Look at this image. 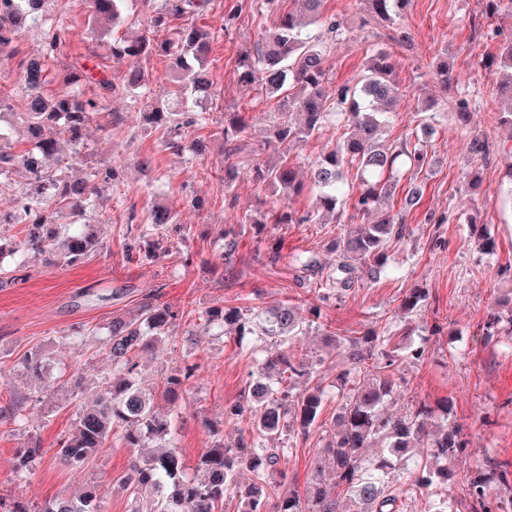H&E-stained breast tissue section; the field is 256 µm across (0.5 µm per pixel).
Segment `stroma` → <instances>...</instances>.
<instances>
[{"label":"stroma","mask_w":512,"mask_h":512,"mask_svg":"<svg viewBox=\"0 0 512 512\" xmlns=\"http://www.w3.org/2000/svg\"><path fill=\"white\" fill-rule=\"evenodd\" d=\"M324 11L340 18L347 34L332 46L328 61L330 80L341 83L363 73L371 50L383 49L397 60L395 86L398 104L384 137L398 142L423 136L429 162L416 178L423 189L419 205L407 215L410 233L391 241L388 261L380 280L359 282L340 303L319 304L318 290L300 283L295 254L311 251L321 263L334 259L327 246L340 233L341 223L269 224L262 229L246 226L232 260L224 258L225 229L245 212L265 208L271 188L242 167L235 187V205L224 202V140L211 129L223 125L228 112H249L250 149L260 150L266 135L273 100L245 92L238 82L240 53L251 49L269 20L256 7L244 6L228 32L210 48L207 68L213 81L216 108L209 111L207 129H187L188 138H202L204 154L181 155L159 148L161 132L144 133L129 100L102 99L84 137V149L93 160L112 165L121 175L101 191L88 207L85 221L97 225L101 249L78 265H61L54 249L29 257L26 281L0 289V401L25 397L18 423L0 424V512H10L20 502L31 512L58 496L80 493L97 485L103 512H129L131 501L119 484L133 456L120 441L101 449L90 467L69 470L58 465V441L71 430L77 408L92 403L101 375L110 367L103 344L73 343L75 328L102 329L113 317L135 313L145 295L180 309V329L196 327L200 311L215 304L237 306L258 313L290 301L310 307L320 305L322 315L300 340L301 354L312 363L327 389L323 419H330L341 398L336 375L348 366L345 354L327 345L325 337L358 336L367 329L388 330L394 341L410 335L421 346V360H403L398 366L400 387L389 403L390 411L403 413L424 401L437 406L453 398L457 420L464 426L467 446L454 463L447 486L431 496H403L401 512H427L429 500H447L453 512H473L466 476L476 464L487 462L512 476V334L500 331L485 339V324L492 312L503 310L512 297V202L505 190V174L512 156L501 152L512 129L501 121L502 104L497 69L485 68L486 57L497 54L503 38L512 36V13L489 14L485 0H410L397 26L366 18L358 0H326ZM52 20L63 21L72 34L55 56L56 64L78 60L100 76L116 79L123 64L96 47L88 24L86 0H55ZM404 29L412 38L408 47L392 36ZM45 29L38 26L19 41L16 57L0 60V95L11 111H24L20 90L22 59L39 54ZM447 63L469 103V127L495 153L482 162L472 161L466 139L455 122V97L418 111L422 96H438L436 67ZM120 122H113V113ZM157 162L142 172L139 162L146 152ZM171 208L178 223L190 229L188 241L172 240L168 253L156 262L128 260L124 245L136 234L131 213L152 204ZM486 228L494 237L493 254L479 253L470 234L471 224ZM282 240L276 265H269L267 249ZM427 289L424 308L402 318L398 305L412 288ZM271 336L237 339L198 330L192 342L165 344L160 353L143 352L137 360L141 384L154 395L157 412L169 405L164 382L171 367L198 366L181 400L182 415L174 421V439L187 464H195L213 440L208 423L221 425L225 444L249 436L247 421L228 419L224 408L237 400L250 381L253 357L271 349ZM52 359L49 371L34 375L15 365L32 348ZM322 428L308 437L279 440L287 451L282 464L286 483L305 488L312 480L310 464L323 446ZM39 441L42 455L31 476L11 479L14 457L20 448Z\"/></svg>","instance_id":"35a3bbf8"}]
</instances>
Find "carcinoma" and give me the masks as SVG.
I'll return each instance as SVG.
<instances>
[{"instance_id": "obj_1", "label": "carcinoma", "mask_w": 512, "mask_h": 512, "mask_svg": "<svg viewBox=\"0 0 512 512\" xmlns=\"http://www.w3.org/2000/svg\"><path fill=\"white\" fill-rule=\"evenodd\" d=\"M50 2L0 0V31L22 36L28 26L44 21ZM128 2L88 0L91 31L98 33L97 46L119 60H147L155 55L168 58L182 100L173 108L156 102L150 95L149 75L139 66H130L114 82L97 77L78 61L55 72V79L74 90L62 95L46 93L49 62L69 34L64 25L49 29L43 54L21 62V89L27 109L10 113L13 125L25 133L26 149L19 153L0 149V173L20 165L27 175L13 211L0 212V224H20L23 231L18 242L6 244L0 238V268L9 256L13 259L12 271L26 269V254L41 250L47 243L57 247L68 266L83 262L100 247L90 225L81 220L92 196L112 183L117 173L112 165L103 164L92 168L87 180L69 179L62 170L58 141L46 133L48 125L60 122L73 148L83 144L84 131L99 104V98L87 95L83 88L91 84L103 95L120 94L131 100L143 117L145 129L165 130L162 147L173 153L195 150L194 143L185 140L183 129L208 126L209 118L194 111L214 96L207 56L218 33L228 29L242 11L243 0H235L218 28L196 23L207 12L210 0H160L161 6L149 21V31L168 33L160 41L144 33L112 35L129 18ZM300 2L301 9L287 10L284 0H262L272 27L252 50L239 57L238 82L247 91L258 89L277 100V112L270 116V133L281 145L319 137L335 126L345 132L315 161L311 209L301 212L292 205L304 184L283 151L276 160L254 168L255 177L267 183L282 204L246 215L241 223L257 228L266 224H309L320 216L338 223L341 210L352 208L362 222L343 225L332 243L336 252L333 264L326 268L312 254L303 253L297 258L302 278L340 296L354 287L359 269L368 279H376L386 265L387 245L407 235L405 215L417 205L421 186L408 183L397 212L391 198L403 169L422 168L428 158L419 149H409L405 141L393 145L381 140L389 123L396 60L386 51L371 53L364 76L328 91V46L343 38L346 30L336 17L323 14L324 0ZM364 2L371 15L393 24L409 0ZM491 63L498 65L501 85L509 90L502 119L512 128V39L503 44ZM439 74L442 95L459 94V82L453 74L446 68ZM248 128L247 117L241 112H233L224 120L221 135L228 146L224 156L227 194L233 192L236 178L235 165L229 159L240 150L236 142ZM465 136L471 155L483 158L489 154L487 141L471 131ZM350 177L358 183L356 194L349 193ZM62 207L70 210L72 223L56 222V210ZM172 232L183 240L188 236V229L175 221L168 207L149 208L142 215L137 240L125 243L128 257L142 262L158 260L167 251L164 243ZM427 299L428 291L411 288L402 297L399 312L407 318ZM309 315L319 319L320 309L278 305L253 318L239 307L220 304L206 308L199 316L203 326L217 330L219 336L230 329L241 339L274 336L283 344V348L257 361L249 386L225 409L227 415L248 420L250 437L231 446L219 440L204 450L195 463V469L204 474L202 479L188 475L173 440L171 420V416L179 415V401L196 366H175L167 376L169 416L154 412L149 395L138 383L137 355L176 338L179 311L150 297L133 317L112 319L105 333L110 368L100 378L95 407L78 410L72 434L58 443L60 463L69 469L85 468L114 437L126 448L153 449L146 456L132 459L120 478L132 501L145 495L153 497L152 512H224V504L230 499L235 501L236 512H398L400 489L389 485V478L399 465L409 461L413 462V471L407 491L422 494L448 484L449 464L465 446L462 428L453 422V400H444L435 410L421 403L402 415L391 414L386 408L399 386L396 364L407 358L420 359V347L410 342L393 346L392 337L376 329L360 337H330L344 348L351 368L337 375L345 392L336 414L326 423L320 420L325 389L316 379L317 370L295 353L296 344L310 326ZM48 362V354L39 349L19 358V363L36 375ZM436 410L446 424L433 431L429 420ZM316 425L325 428L326 436L312 460L315 480L302 493L294 488L282 490L276 476H284L280 465L287 449L274 443L285 430L306 436ZM40 454L38 442L20 450L13 478L25 481ZM242 469L249 470L253 477L252 484L245 487L236 481ZM468 485L480 512H492L484 465L472 468ZM42 512L102 509L96 489L91 487L77 498L49 501Z\"/></svg>"}]
</instances>
